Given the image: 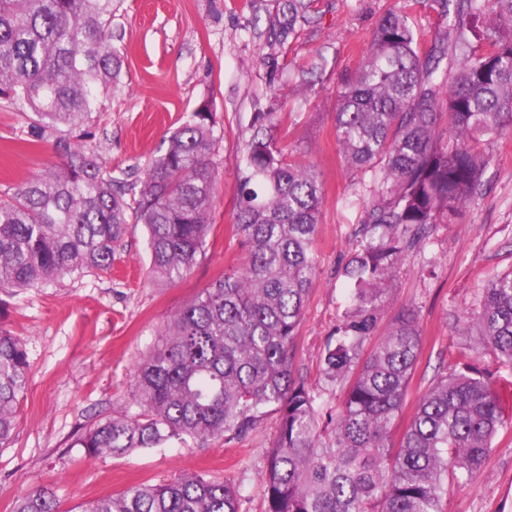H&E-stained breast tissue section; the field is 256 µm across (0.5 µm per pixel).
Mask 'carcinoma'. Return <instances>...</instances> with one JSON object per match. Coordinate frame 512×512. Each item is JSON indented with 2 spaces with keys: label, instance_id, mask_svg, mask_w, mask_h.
<instances>
[{
  "label": "carcinoma",
  "instance_id": "carcinoma-1",
  "mask_svg": "<svg viewBox=\"0 0 512 512\" xmlns=\"http://www.w3.org/2000/svg\"><path fill=\"white\" fill-rule=\"evenodd\" d=\"M431 1L443 32L425 44L414 11ZM115 3L0 0V98L38 117L36 138L78 134L60 139L61 166L0 195V290L111 272L131 224L147 230V277L157 284L183 280L204 251L223 177L207 103L132 182L103 170L83 144L124 65L112 47ZM312 8L313 0H285L278 35L293 33ZM335 123L346 168L371 176L360 181L363 216L344 268L349 309L321 357L324 375L344 382L339 405L294 374L322 186L313 166L287 159L275 137L278 113L257 112L237 165L232 231L244 261L167 322L134 375L136 412L87 429L78 440L87 457L173 438L235 443L275 414L260 476L265 512H442L448 483L476 477L508 420L512 384L446 371L393 442L422 336L405 309L385 335L375 330L395 269L479 195L489 146L512 132V0H396L337 92ZM471 324V358L491 351L511 365L512 271L488 281ZM28 378L23 341L0 327V449ZM13 512H57L56 500L43 488L17 499ZM82 512H241V497L227 480L183 475L97 498Z\"/></svg>",
  "mask_w": 512,
  "mask_h": 512
}]
</instances>
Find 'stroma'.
<instances>
[{"label": "stroma", "mask_w": 512, "mask_h": 512, "mask_svg": "<svg viewBox=\"0 0 512 512\" xmlns=\"http://www.w3.org/2000/svg\"><path fill=\"white\" fill-rule=\"evenodd\" d=\"M394 0H315L308 22L286 41L269 36L276 0H121L112 45L124 56L122 83L93 113L91 149L109 170L144 172L171 132L202 102L216 114L215 159L224 166L207 245L191 273L172 286L150 283L143 225H130L112 273L67 278L40 288L0 291V325L25 343L30 376L14 438L0 450V512L47 488L59 512L140 483L216 475L241 493V512H264L259 476L277 429L265 419L244 441L174 439L124 457H86L77 439L99 420L130 409L139 359L172 315L239 257L231 227L238 193L236 159L254 113L278 111L288 157L316 169L324 202L317 271L294 344V368L324 400L341 385L322 373L321 356L346 311L343 269L352 253L361 204L338 153L336 91L367 54L373 31ZM320 67L313 88L302 69ZM32 113L0 103V194L59 164V133L30 141ZM489 181L457 221L431 231L382 294L389 313L412 309L423 348L406 410L473 343L469 319L495 275L512 270V133L489 149ZM444 512H512V425L495 437L477 478L452 486Z\"/></svg>", "instance_id": "stroma-1"}]
</instances>
